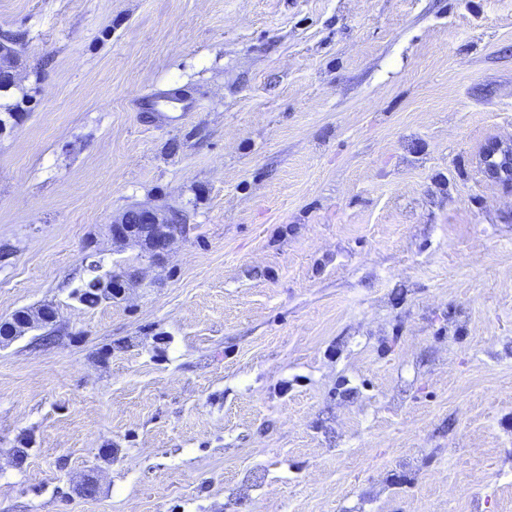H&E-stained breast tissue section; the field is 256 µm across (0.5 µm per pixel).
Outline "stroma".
<instances>
[{"label":"stroma","instance_id":"35a3bbf8","mask_svg":"<svg viewBox=\"0 0 512 512\" xmlns=\"http://www.w3.org/2000/svg\"><path fill=\"white\" fill-rule=\"evenodd\" d=\"M0 512H512V0H0ZM190 226L163 266L130 206ZM130 272L90 308L89 275ZM99 480L96 497L79 487ZM19 52L15 43L7 38H0V82L2 86L10 85L14 79ZM58 319V308L53 302H43L33 307L16 311L8 319L1 321L4 336L10 339L25 336L34 330L52 331Z\"/></svg>","mask_w":512,"mask_h":512}]
</instances>
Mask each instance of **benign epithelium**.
<instances>
[{
    "mask_svg": "<svg viewBox=\"0 0 512 512\" xmlns=\"http://www.w3.org/2000/svg\"><path fill=\"white\" fill-rule=\"evenodd\" d=\"M18 50L15 43L7 38H0V84L10 85L14 79V70L18 63ZM507 160V163L487 171L492 177H499L503 172L512 173V152L499 146L488 148V158L495 154ZM112 240L123 243H136L148 253L149 257L161 263L168 255L172 245L187 232L184 224H175L169 214L156 210L131 208L122 219L110 225ZM128 280L124 276L111 274L99 276L95 280L96 288L103 300L122 298L126 294ZM58 319V308L53 302H43L33 307L16 311L11 317L0 322L5 329L3 335L12 339L22 337L34 330L51 331Z\"/></svg>",
    "mask_w": 512,
    "mask_h": 512,
    "instance_id": "obj_1",
    "label": "benign epithelium"
}]
</instances>
